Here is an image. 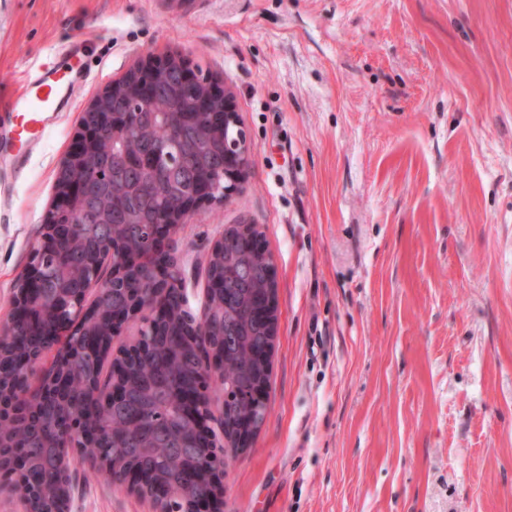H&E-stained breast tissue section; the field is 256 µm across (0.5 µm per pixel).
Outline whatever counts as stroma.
Instances as JSON below:
<instances>
[{"instance_id":"35a3bbf8","label":"stroma","mask_w":512,"mask_h":512,"mask_svg":"<svg viewBox=\"0 0 512 512\" xmlns=\"http://www.w3.org/2000/svg\"><path fill=\"white\" fill-rule=\"evenodd\" d=\"M88 86L0 169V324L89 103L146 55L233 91L246 185L168 244L201 313L256 225L277 282L268 414L224 512H512V0H0V89L74 36ZM68 512H154L70 462Z\"/></svg>"}]
</instances>
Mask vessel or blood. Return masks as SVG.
Here are the masks:
<instances>
[{
	"instance_id": "vessel-or-blood-1",
	"label": "vessel or blood",
	"mask_w": 512,
	"mask_h": 512,
	"mask_svg": "<svg viewBox=\"0 0 512 512\" xmlns=\"http://www.w3.org/2000/svg\"><path fill=\"white\" fill-rule=\"evenodd\" d=\"M84 49V39L74 38L64 48L72 61L67 74L52 66L43 67L29 76L20 90L0 97V112L15 114L18 119L19 139L41 136L50 113L70 107L75 89L91 77L82 64Z\"/></svg>"
}]
</instances>
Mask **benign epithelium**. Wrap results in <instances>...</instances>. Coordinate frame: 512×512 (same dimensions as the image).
Segmentation results:
<instances>
[{"mask_svg": "<svg viewBox=\"0 0 512 512\" xmlns=\"http://www.w3.org/2000/svg\"><path fill=\"white\" fill-rule=\"evenodd\" d=\"M177 72L182 82L200 91L198 104L201 112L197 116L206 135L221 137L230 129H240L233 93L211 79L201 80L190 61L174 54L149 56L125 76L124 93L136 99L155 97L160 91L159 82L166 72ZM114 88L108 87L99 93L82 113L75 138L62 159L56 178V192L46 214L40 237L32 244L30 262L25 273L16 282L13 309L8 321L0 325V334L7 340L0 342V418L5 411L15 414L18 406L28 398L22 386V369L34 360L33 346L43 336L82 337V352L90 357H104L112 351V339L133 324L141 322L145 311L151 312L152 332L162 331L172 317L170 301L179 294L182 310L183 343L193 347L205 356L199 383L196 389L187 393L180 405L181 416L186 423L185 439L179 452L187 459H193L199 448L213 446L209 423L215 416H224V406L211 403L209 409L202 406L205 382L212 375L222 372L224 348L209 345L208 338L214 326L213 313L203 310L198 317L186 309L184 290L172 289L170 272L176 267L167 240L182 224H187L207 202H229L244 188L250 163L247 135L242 134L231 142L224 143V156L216 160L202 178L196 179L189 193L178 197L156 224L139 225V235L148 254L154 261L153 282L149 288L130 293L122 302L85 304L86 293L93 290L99 294L112 285V278L127 276L139 261L141 252L131 248L121 255H115L112 239L115 237V221L118 215L112 213V203L102 201L91 204L84 200L80 185L67 180L69 170L83 165L87 153L98 141L109 137L115 143H125L130 120L128 112H114L110 99ZM86 225L96 231L102 242L103 252L110 258L107 277L100 276L96 258L86 259L85 292H73L65 288H53L46 280V266L42 257L56 253L61 259L72 246L73 234L79 226ZM245 251L260 264L264 288L254 300V312L258 319L272 325L271 336H277L276 274L271 255L259 243L258 231L252 224H237L230 227ZM128 387L119 380L112 388L100 393L94 383H88L82 397L78 415L88 410L102 408L112 415L121 417L124 428L136 430L141 421L124 412ZM239 444H247L255 435L252 420L241 419L230 424ZM108 428L105 424L94 427H75L60 443L62 454L72 447V440H98ZM190 485L201 490L193 498L189 512H223L224 507V462L213 466H189ZM120 482L138 492L141 487H151V499L157 512H163L168 498L167 487L154 481L150 475L134 466L126 467Z\"/></svg>", "mask_w": 512, "mask_h": 512, "instance_id": "obj_1", "label": "benign epithelium"}]
</instances>
